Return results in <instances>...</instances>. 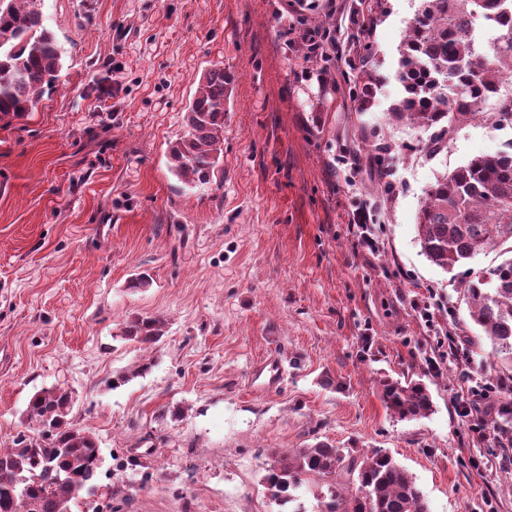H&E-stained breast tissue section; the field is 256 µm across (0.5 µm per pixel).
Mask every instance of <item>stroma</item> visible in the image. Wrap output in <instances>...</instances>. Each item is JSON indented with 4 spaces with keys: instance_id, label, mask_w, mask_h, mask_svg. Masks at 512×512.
Here are the masks:
<instances>
[{
    "instance_id": "35a3bbf8",
    "label": "stroma",
    "mask_w": 512,
    "mask_h": 512,
    "mask_svg": "<svg viewBox=\"0 0 512 512\" xmlns=\"http://www.w3.org/2000/svg\"><path fill=\"white\" fill-rule=\"evenodd\" d=\"M418 5L386 0L371 34L385 82L359 112L323 87L353 57L357 0H41L60 77L0 123V447L33 394L70 389V419L102 456L71 512H290L266 471L320 440L385 449L430 512H512V444L472 430L499 417L468 384L491 344L461 271L433 265L415 229L430 183L512 129L464 121L437 157L407 151L418 134L387 109ZM215 65L236 75L223 154L190 185L168 147ZM379 143L387 194L366 163ZM362 205L372 251L352 224ZM140 275L149 286L131 287ZM428 297L445 343L414 307ZM135 316L163 320L158 344L124 339ZM271 359L282 381L258 390ZM387 377L422 379L432 412L390 414Z\"/></svg>"
}]
</instances>
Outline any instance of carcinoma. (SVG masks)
Returning <instances> with one entry per match:
<instances>
[{"mask_svg":"<svg viewBox=\"0 0 512 512\" xmlns=\"http://www.w3.org/2000/svg\"><path fill=\"white\" fill-rule=\"evenodd\" d=\"M40 0H0V121L33 111L43 87L58 79L61 53L42 21ZM382 0H361L353 19L356 54L347 84L356 110L368 112L383 84L371 30ZM493 30L482 50L476 21ZM396 80L401 93L388 119L427 137L406 146L433 158L448 148L454 126L464 120L512 127V95L502 80L512 77V0H419L400 49ZM235 77L216 65L201 77L189 103L185 133L168 148L171 171L190 184H207L223 152L224 117ZM495 107L481 111L489 95ZM426 258L446 273L489 250L503 258L487 268L466 270L462 281L469 316L490 340L492 367L512 377V152L478 155L436 178L425 191L416 218ZM125 339L156 344L164 335L161 319L138 316L123 330ZM380 399L401 420L433 411L420 379L380 380ZM70 390L53 387L35 393L26 408L33 434L20 432L0 448V512H62L94 487L101 462L96 438L73 425ZM348 477L347 483L336 478ZM330 478L325 512H430L414 478L381 448L359 453L319 441L298 448L268 469L272 495L293 501V491L311 478Z\"/></svg>","mask_w":512,"mask_h":512,"instance_id":"cac0c4a2","label":"carcinoma"}]
</instances>
